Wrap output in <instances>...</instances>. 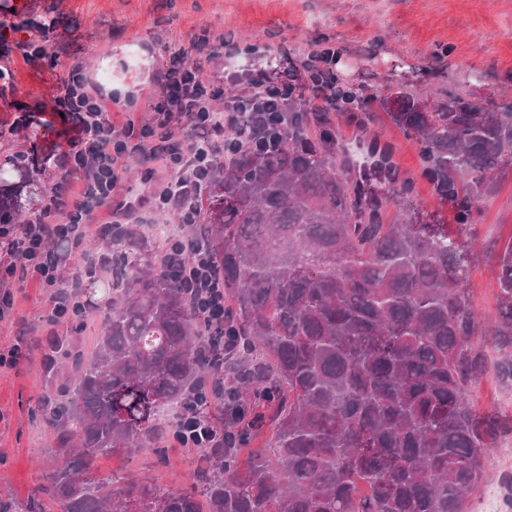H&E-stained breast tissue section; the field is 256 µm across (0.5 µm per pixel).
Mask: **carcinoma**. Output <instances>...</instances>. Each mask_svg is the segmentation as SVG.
<instances>
[{"instance_id": "1", "label": "carcinoma", "mask_w": 512, "mask_h": 512, "mask_svg": "<svg viewBox=\"0 0 512 512\" xmlns=\"http://www.w3.org/2000/svg\"><path fill=\"white\" fill-rule=\"evenodd\" d=\"M45 50L53 29L28 22ZM288 85V110L266 139L210 161L198 201L224 303V364L206 355L198 306L138 224H113L107 277L87 272L80 308L105 310L95 351L54 340L49 367L71 377L43 402L63 464L42 494L60 512H200L196 496L100 479V454L161 443L166 411L224 387L229 422L258 415L207 448L197 471L209 512H469L512 414L482 413L468 388L485 347L512 383V239L498 251L496 314L470 302V231L478 202L512 165V102L445 92L426 110L407 77L375 93L336 80V111L359 135L347 154L331 117H313ZM382 111L416 144L437 224L419 222L416 179L368 129ZM37 183L14 161L0 177V224H13ZM398 206L395 221L386 209ZM480 336L483 345L472 338ZM272 434L245 469L253 431Z\"/></svg>"}]
</instances>
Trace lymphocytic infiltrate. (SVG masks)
Returning a JSON list of instances; mask_svg holds the SVG:
<instances>
[{
	"mask_svg": "<svg viewBox=\"0 0 512 512\" xmlns=\"http://www.w3.org/2000/svg\"><path fill=\"white\" fill-rule=\"evenodd\" d=\"M219 46L224 51V83L234 87L235 95L225 101L218 114L212 108V72L205 62L189 59L183 53L178 54L176 65L158 72L154 78L161 102L148 124L130 112L122 125H115L111 106L104 99L87 94L83 76L72 73L68 89L58 100L61 110L74 114L76 121L74 136L67 139L59 154L63 184L45 197L32 220L0 225V235L9 237L18 258L17 263L0 267L1 321L12 315L9 285L17 276L35 280L48 289L47 328H54L69 317L70 312L61 306L59 297L65 292L77 293L81 280H61L58 265L50 263L47 254L62 236L79 250L89 238L105 235L108 224L95 219L101 209L97 198H116L130 166L166 173L170 185H182L183 194H161V204L178 223H197L195 203L205 191V179L197 173L201 166L198 152L209 156L223 153L225 142L240 141L247 135L242 109L261 117L267 104L288 97L287 88L268 84L236 68L234 37H224Z\"/></svg>",
	"mask_w": 512,
	"mask_h": 512,
	"instance_id": "f902f5d3",
	"label": "lymphocytic infiltrate"
}]
</instances>
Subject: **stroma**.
I'll use <instances>...</instances> for the list:
<instances>
[{"instance_id": "35a3bbf8", "label": "stroma", "mask_w": 512, "mask_h": 512, "mask_svg": "<svg viewBox=\"0 0 512 512\" xmlns=\"http://www.w3.org/2000/svg\"><path fill=\"white\" fill-rule=\"evenodd\" d=\"M32 19L53 26L58 48L76 64L88 93L116 99L150 122L159 91L154 72L167 68L178 50L210 60L223 79L222 58H209L210 45L233 34L253 73L278 83L292 75L283 45L297 50L318 43L342 48L337 76L346 83L378 88L377 72L418 69L417 83L440 100L448 89L475 97L512 101V0H28L18 10L0 0V24ZM12 79L0 86V124L17 113L27 125L11 139H0V161L25 159L42 193L63 180L60 147L72 135L71 123L55 110L62 70L51 57L35 61L15 56L6 63ZM512 239V167L499 176L494 195L480 202L472 237L471 299L483 318L497 308L498 285L492 263L499 246ZM13 315L0 321V352L17 339L26 350L17 364L0 366V497L25 512L46 477L61 462L40 401L55 385L47 369L49 338L43 330L47 291L33 281H13ZM498 355L468 394L479 409L512 412V386L493 367ZM198 452L167 442L156 448L98 456L99 476L135 479L175 492L193 491ZM486 474L471 500L470 512L499 503L501 473H512V439L503 441L485 463Z\"/></svg>"}]
</instances>
